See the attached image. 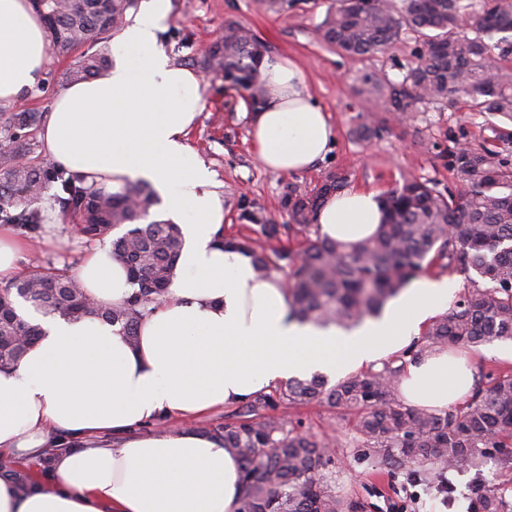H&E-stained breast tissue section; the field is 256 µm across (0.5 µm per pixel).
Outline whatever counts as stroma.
Segmentation results:
<instances>
[{
  "instance_id": "stroma-1",
  "label": "stroma",
  "mask_w": 512,
  "mask_h": 512,
  "mask_svg": "<svg viewBox=\"0 0 512 512\" xmlns=\"http://www.w3.org/2000/svg\"><path fill=\"white\" fill-rule=\"evenodd\" d=\"M330 0H280L268 10L263 0H171L168 24L158 35V46L177 63L197 72L203 89L202 110L189 139L195 152L211 170L224 192V230L245 231L238 201L247 197L265 208L275 223L288 221L280 199L288 184L314 186L326 172L342 169L351 174L355 189L386 191L401 178L413 175L431 181L437 190H458L461 182L449 170V148L465 143L479 147L490 137L491 120L461 107L445 104L420 106L403 125L381 137L360 141L355 129L360 115L372 112L361 94L362 78L372 72L400 77L413 64L419 46L407 36L393 48L368 57L349 58L326 44L317 32ZM229 22L240 23L261 38L267 54H282L299 65L305 81L333 126L334 144L323 160L308 171L276 174L265 169L251 146L245 101L227 88L224 74L202 68L207 47L221 37ZM72 54L50 53L40 83L25 101L27 107L48 111L53 97L69 83ZM45 225L41 238L28 242L19 263L30 274L47 267L76 269L81 242L71 231L73 218L59 219L53 206L42 209ZM287 424L334 444L328 469L336 493L352 503L353 512H467L481 484H492L512 504V459L492 448L482 470H452L444 477L418 469L393 467L372 448L362 447L356 417L324 402L296 408L279 407ZM452 494L443 497L441 481Z\"/></svg>"
}]
</instances>
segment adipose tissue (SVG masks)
Returning <instances> with one entry per match:
<instances>
[{
	"mask_svg": "<svg viewBox=\"0 0 512 512\" xmlns=\"http://www.w3.org/2000/svg\"><path fill=\"white\" fill-rule=\"evenodd\" d=\"M170 0H142L114 40L107 71L54 98L42 132L48 158L89 185L114 192L148 184L179 224L183 250L165 301L144 318L137 341L100 319L45 318L43 336L20 363L0 371V450L57 447L52 489L20 494L0 476V512H237L241 461L194 432L133 437L135 426L190 420L242 403L276 383L315 371L342 374L400 351L447 307L455 284L414 280L386 308L346 333L299 323L278 276L259 277L250 255L222 245L224 194L189 134L201 109L198 74L157 45ZM49 57L30 0H0V102L23 101ZM263 103L250 122L258 159L271 171H304L334 141L297 63L262 57ZM381 219L378 196H329L322 236L354 242ZM89 297L121 303L132 292L109 245L77 271ZM473 375L465 354L440 351L409 363L396 382L408 404L444 409L465 398Z\"/></svg>",
	"mask_w": 512,
	"mask_h": 512,
	"instance_id": "ef3b65f1",
	"label": "adipose tissue"
}]
</instances>
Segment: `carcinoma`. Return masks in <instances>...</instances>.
Listing matches in <instances>:
<instances>
[{"instance_id": "carcinoma-1", "label": "carcinoma", "mask_w": 512, "mask_h": 512, "mask_svg": "<svg viewBox=\"0 0 512 512\" xmlns=\"http://www.w3.org/2000/svg\"><path fill=\"white\" fill-rule=\"evenodd\" d=\"M138 0H32L43 19L53 50L74 51L105 44L125 24ZM462 0H333L319 32L348 57L381 53L402 40L406 31L423 38L416 65L393 81L379 73L363 78L380 120L370 116L357 128L370 140L389 124H404L420 103L462 101L471 112L498 117L491 143L479 149L457 145L448 150V168L462 189L447 194L416 177L380 195L383 220L369 239L343 243L319 235L306 237L294 250L279 246L282 230L310 232L325 199L347 188L350 175L328 171L308 190L290 183L282 197L289 224H277L246 197L239 218L252 224L256 237L227 235L224 244L251 254L262 277L289 270L286 282L291 313L299 321L349 330L381 315L389 301L425 273L475 272L471 287L433 320L424 336L406 351L415 360L448 346L478 347L512 340V159L502 146L512 144V67L502 60L512 52V0H479L471 31L460 30ZM262 41L251 30L230 22L224 36L203 54L201 65L224 71L230 87L257 109L263 99L258 77ZM109 63L102 48L83 51L73 60L69 77L80 81L101 74ZM43 113L0 108V223L12 224L31 240L39 237L40 203L52 182H61L54 197L60 213L75 215L73 233L86 243L110 242L127 269L132 293L122 303L102 307L88 298L76 276L48 269L0 284V369L14 366L42 334L41 326L22 312L31 308L47 317L101 318L137 340L139 323L164 301L174 277L184 237L177 224L150 219L155 195L146 184L111 194L92 192L78 175L61 178L50 160L34 156L30 137ZM130 224L113 239L112 231ZM404 365L353 373L328 385L314 375L295 378L272 394L258 393L237 420L206 434L223 442L241 461L243 497L238 512H349L353 506L338 495L326 465L330 442L291 429L274 414L279 403L290 406L325 400L358 412L357 430L364 448H374L392 465L467 469L477 467L486 449L512 439V374L496 378L487 390L476 389L462 406L427 411L395 397L394 382ZM57 449L43 448L37 473L16 472L20 492L46 488ZM473 512H508L490 487L477 490Z\"/></svg>"}]
</instances>
